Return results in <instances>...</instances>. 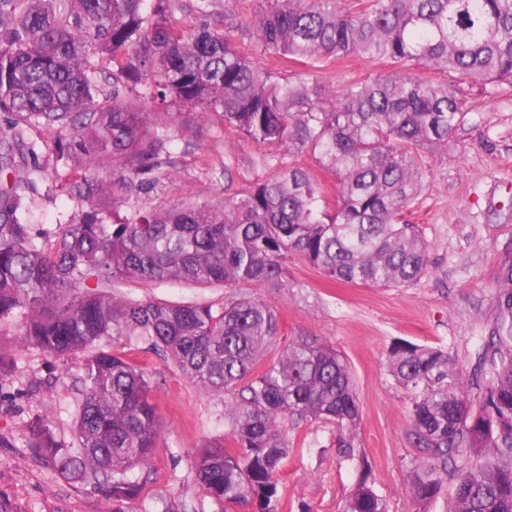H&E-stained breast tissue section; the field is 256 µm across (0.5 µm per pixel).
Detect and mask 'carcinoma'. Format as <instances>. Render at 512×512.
<instances>
[{"label": "carcinoma", "instance_id": "1", "mask_svg": "<svg viewBox=\"0 0 512 512\" xmlns=\"http://www.w3.org/2000/svg\"><path fill=\"white\" fill-rule=\"evenodd\" d=\"M213 2L0 0V379L14 368L3 340L20 314L23 342L79 360L73 440L35 415L26 448L54 475L100 494L110 512L139 496L127 473L149 464L161 433L150 381L111 347L124 339L166 356L200 390L231 396L225 437L193 457L202 490L224 506L279 512L290 424H332L340 457H354L360 414L347 361L307 339L280 346L276 313L251 289L294 287L291 253L333 281L419 279L427 245L400 218L425 159L448 146L471 106L454 86L408 70L512 85V0H265L245 26L214 18ZM241 29L265 54L313 65L355 57L389 72L340 88L283 80L238 46ZM99 60L112 65L103 100ZM146 101L215 112L248 140L311 151L338 179L334 211L322 208L315 171L295 165L239 198L138 206L174 168ZM44 130L54 134V162L71 171L64 190L82 205L47 248L25 219L42 172L31 136ZM122 281L232 293L218 308L134 300L107 289ZM498 288L479 404L448 352L410 343L390 351L426 454L409 474L418 512H428L450 465L449 512H512V266ZM346 512H388L365 471Z\"/></svg>", "mask_w": 512, "mask_h": 512}]
</instances>
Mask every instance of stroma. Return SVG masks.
Masks as SVG:
<instances>
[{
	"label": "stroma",
	"mask_w": 512,
	"mask_h": 512,
	"mask_svg": "<svg viewBox=\"0 0 512 512\" xmlns=\"http://www.w3.org/2000/svg\"><path fill=\"white\" fill-rule=\"evenodd\" d=\"M383 67L363 59L327 61L320 80L342 85L375 78ZM473 108L448 142V152L430 159L415 203L404 213L428 248L427 267L411 285L371 288L332 284L316 268L289 256L288 290L257 289L279 317L281 344L304 338L329 345L348 361L360 407L357 456L346 460L335 446L333 427L319 420L289 430L292 449L278 482L280 512H345L361 461L389 512H416L409 472L423 462L410 431L408 400L388 371V355L407 342L448 351L458 366L473 370L498 315L499 270L512 264V86L497 82L461 87ZM151 120L170 140L177 174L140 205L168 207L197 197L221 200L245 195L254 183L288 165L315 168L313 154L295 153L244 139L219 114L206 116L170 105L146 104ZM52 134L35 135L44 171L26 219L48 242L78 210L64 193L63 170L54 168L46 145ZM133 299L205 300L221 304L224 288L122 284ZM21 320L9 328L16 368L0 381V512H106L100 495L72 486L33 461L25 447L32 415L70 437L79 399L76 364H61L21 342ZM153 387L162 433L149 465L129 472L142 487L130 512H222L197 484L191 467L196 448L223 438L224 401L205 393L163 356L131 351Z\"/></svg>",
	"instance_id": "1"
}]
</instances>
